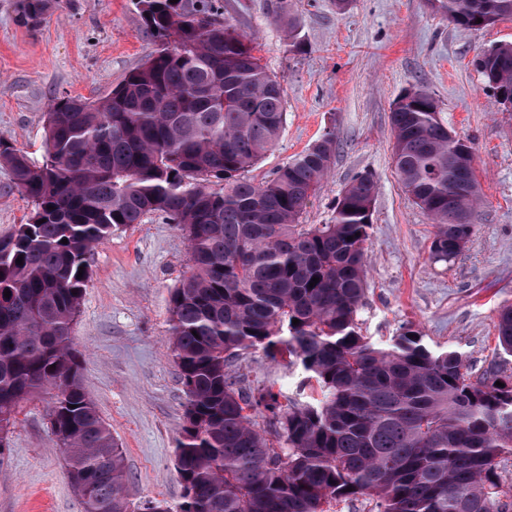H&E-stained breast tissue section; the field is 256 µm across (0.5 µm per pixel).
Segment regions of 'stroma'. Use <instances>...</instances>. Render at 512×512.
<instances>
[{
  "label": "stroma",
  "mask_w": 512,
  "mask_h": 512,
  "mask_svg": "<svg viewBox=\"0 0 512 512\" xmlns=\"http://www.w3.org/2000/svg\"><path fill=\"white\" fill-rule=\"evenodd\" d=\"M220 19L254 39V53L281 85L286 121L275 147L250 169L257 184L326 129L338 149L305 224L329 223L339 191L371 175L378 191L367 243L363 336L388 346L401 326L419 329L434 350L467 358L472 377L490 364L512 375L497 351V315L512 303V111L499 105L474 65L512 42V17L479 30L450 23L436 0H288L303 49L292 52L268 12L269 0H211ZM16 0H0V141L44 157L53 97L107 96L152 48L138 0H62L39 27L15 21ZM435 97L440 117L475 148L482 204L473 234L451 262L434 260L436 227L404 193L392 155L390 114L407 89ZM32 204L0 167V237L25 223ZM91 280L73 329L82 383L124 458L135 503L176 504L182 488L175 446L186 402L170 341V293L189 270L187 241L158 215L115 232L94 251ZM242 386L293 394L308 374L274 362L262 348L229 368ZM46 395L23 401L0 455V512H84L52 434Z\"/></svg>",
  "instance_id": "obj_1"
}]
</instances>
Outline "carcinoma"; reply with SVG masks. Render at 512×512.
I'll list each match as a JSON object with an SVG mask.
<instances>
[{
	"label": "carcinoma",
	"mask_w": 512,
	"mask_h": 512,
	"mask_svg": "<svg viewBox=\"0 0 512 512\" xmlns=\"http://www.w3.org/2000/svg\"><path fill=\"white\" fill-rule=\"evenodd\" d=\"M58 3L18 0L17 20L35 28ZM138 4L155 45L141 66L105 98H53L42 162L0 141V167L34 204L0 239V433L22 401L49 395L51 431L73 488L86 489L85 512H135L72 332L94 249L157 214L189 245L188 275L169 303L186 396L175 467L183 495L144 512H323L329 499L358 496L371 512H512L499 473L512 451V376L492 367L473 381L461 352L430 349L411 326L387 348L360 332L376 181L345 185L330 223H300L336 156L335 129L254 184L245 173L284 127L279 82L213 10ZM438 8L468 29L512 16V0ZM475 65L497 102L511 104L512 43ZM390 119L402 187L437 228L432 256L451 261L482 202L474 147L448 130L423 87L402 94ZM496 329L498 350L512 356L511 304ZM253 347L299 362L321 397L240 386L228 368Z\"/></svg>",
	"instance_id": "cac0c4a2"
}]
</instances>
